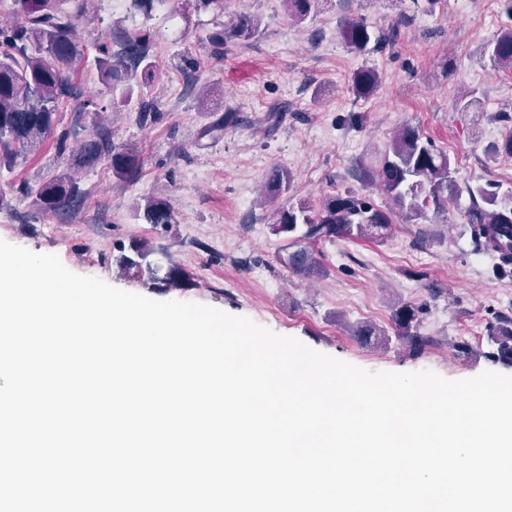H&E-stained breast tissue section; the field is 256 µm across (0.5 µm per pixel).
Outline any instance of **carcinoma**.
I'll use <instances>...</instances> for the list:
<instances>
[{"label": "carcinoma", "instance_id": "cac0c4a2", "mask_svg": "<svg viewBox=\"0 0 512 512\" xmlns=\"http://www.w3.org/2000/svg\"><path fill=\"white\" fill-rule=\"evenodd\" d=\"M21 20L9 26L0 25V169L11 170L19 161L36 151L54 134L60 106L68 101L82 100L76 109L75 125L90 123L92 133L81 143L70 165L80 168L105 163L113 174L127 181L138 179L141 162L136 152L112 141V129L99 120L103 106L92 98L82 99L81 88L73 81L75 63L84 56V48L75 33V21L86 13L89 0H75V10L60 7V0H14ZM318 0H284L288 17L304 22ZM261 20L248 13L235 16L231 27L214 40L211 53H224V41H249L259 32ZM348 45L358 52L367 49L372 34L359 18L344 24ZM121 52L114 54L106 46L98 47L97 64L103 81L123 87L125 94L153 77L150 61L151 34L142 31L124 34ZM494 59L512 69V28L504 30L493 46ZM379 83L373 69L354 73L352 91L358 98L370 96ZM374 174L380 191L394 208H382L374 199L355 191L337 192L327 196L316 209L305 206L284 207L277 203L279 193L288 187V171L276 168L265 181V202L273 206V231L292 237L291 251L283 263L302 276L319 272L306 244L336 239L366 238L383 240L392 233L394 213L409 221L426 217V210L440 211L448 203L447 192L456 191L448 155L423 140L411 126L404 125L380 154ZM20 191L33 197L36 208L43 213L66 214L77 207L80 191L66 172L43 182L38 189L23 186ZM470 196H479L482 203H473L468 223L478 247L497 257L504 266L512 265V206H500L496 193L483 187L467 188ZM142 219L147 224H170L174 216L169 202L151 198L145 202ZM131 254H121L117 262L137 276L145 275L152 283L167 288H184L191 276L181 267L170 265L164 275L160 268L143 265L151 253L146 242H134ZM422 308L403 304L393 314L398 336L419 351L430 339L412 332ZM495 358L512 363V321L493 328Z\"/></svg>", "mask_w": 512, "mask_h": 512}]
</instances>
